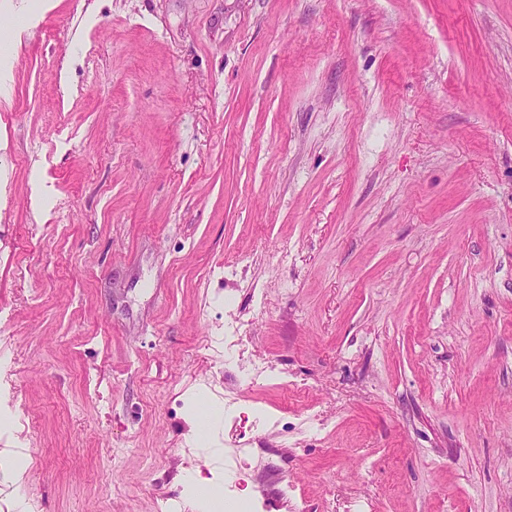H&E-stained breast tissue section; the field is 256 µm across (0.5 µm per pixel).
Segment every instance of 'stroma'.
Listing matches in <instances>:
<instances>
[{
    "mask_svg": "<svg viewBox=\"0 0 512 512\" xmlns=\"http://www.w3.org/2000/svg\"><path fill=\"white\" fill-rule=\"evenodd\" d=\"M54 3L0 0V512H512V0ZM244 445H239L235 454L227 460V466L229 468L241 469L243 465H246V461L248 459L251 460L250 466L254 464V471H257L259 484H260V492L264 494L265 486L268 484L275 483L272 475L270 474L268 464H263L262 456L256 453L255 448H245Z\"/></svg>",
    "mask_w": 512,
    "mask_h": 512,
    "instance_id": "1",
    "label": "stroma"
}]
</instances>
